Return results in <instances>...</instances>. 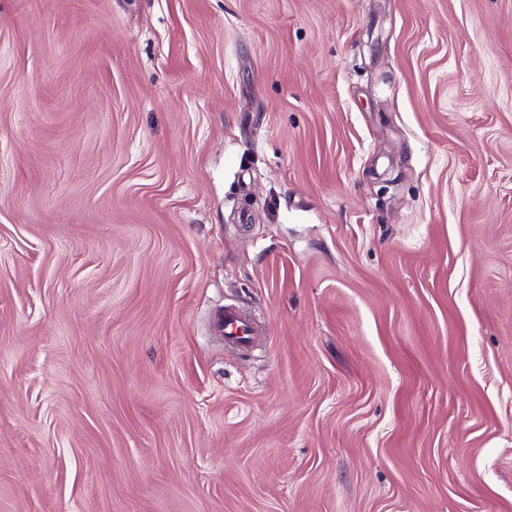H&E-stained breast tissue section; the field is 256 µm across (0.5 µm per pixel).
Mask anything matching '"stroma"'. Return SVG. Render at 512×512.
I'll list each match as a JSON object with an SVG mask.
<instances>
[{"instance_id": "1", "label": "stroma", "mask_w": 512, "mask_h": 512, "mask_svg": "<svg viewBox=\"0 0 512 512\" xmlns=\"http://www.w3.org/2000/svg\"><path fill=\"white\" fill-rule=\"evenodd\" d=\"M0 512H512V0H0ZM213 329L224 336V346L236 348L240 352L250 351L259 336H264L260 325L234 304H224L222 309L212 320Z\"/></svg>"}]
</instances>
